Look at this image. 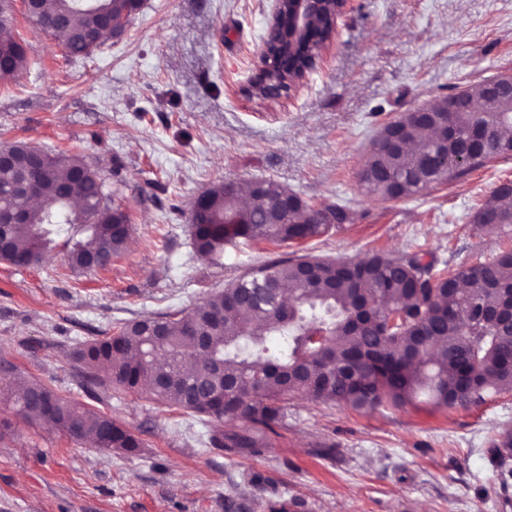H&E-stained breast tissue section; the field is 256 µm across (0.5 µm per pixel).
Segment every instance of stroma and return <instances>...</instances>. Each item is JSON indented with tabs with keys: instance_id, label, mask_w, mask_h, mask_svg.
<instances>
[{
	"instance_id": "obj_1",
	"label": "stroma",
	"mask_w": 512,
	"mask_h": 512,
	"mask_svg": "<svg viewBox=\"0 0 512 512\" xmlns=\"http://www.w3.org/2000/svg\"><path fill=\"white\" fill-rule=\"evenodd\" d=\"M273 0H143L122 35L72 60L15 9L24 68L0 81V146H81L132 224L127 251L69 267L57 240L37 266L0 262V365L124 424L129 453L28 423L0 401V512H512L488 440L512 429V394L471 410L420 402L357 412L299 397L261 454L204 443L200 416L112 383L86 395L75 352L123 323L185 311L268 259H353L422 248L459 269L512 243L473 224L512 156L407 198L366 194L358 172L385 123L512 72V0H353L316 69L289 95L246 89ZM273 180L355 215L301 245H228L198 256L194 199L213 184Z\"/></svg>"
}]
</instances>
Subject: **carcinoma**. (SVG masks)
<instances>
[{"label": "carcinoma", "instance_id": "obj_1", "mask_svg": "<svg viewBox=\"0 0 512 512\" xmlns=\"http://www.w3.org/2000/svg\"><path fill=\"white\" fill-rule=\"evenodd\" d=\"M142 0H39L25 13L69 58L95 50L87 32L102 16L128 24ZM13 0H0V48L11 55L13 73L25 64L23 43L8 34ZM66 16L68 22L57 23ZM318 50L295 48L294 78ZM254 96L289 90L276 67L260 69ZM480 112L441 117L431 134L415 139L411 149H372L361 169L366 191L383 200L413 196L432 185L460 178L488 161L512 155V104L482 103V85L470 87ZM458 136L481 124L488 141L474 161L459 167L453 159L437 164L448 144V125ZM22 173L0 169V210H22L23 224H0V240L8 250L0 261L18 265L37 258L52 237L76 229L85 240L72 244L68 265L82 270L104 269L122 255L131 234L110 232L113 222L129 215L114 203L118 188L100 177L78 153L46 151L34 175L31 193L15 191ZM69 184V193L59 187ZM492 212L497 223L481 217ZM317 207L271 180L229 191L224 183L205 189L191 207V234L197 254L213 258L224 245L268 241L288 244L324 234L316 223ZM473 222L489 230L512 226V198L493 192L474 214ZM512 306V245L493 258L460 270L432 273L418 254L395 257L372 252L359 260L300 256L267 261L240 275L224 292L194 309L165 316L164 335H155L153 320L124 323L116 334L77 350L83 376L98 382L107 370L109 382L145 394L170 408L208 417L213 448L256 455L279 435L288 416V401L308 395L355 411L404 408L425 402L444 409L469 410L486 398L512 392V324L494 315ZM206 339L204 357L186 352L192 336ZM281 338L272 349L268 337ZM14 403L31 422H41L69 435L94 440L103 449L132 452L140 439L112 416L93 410L46 386L17 375ZM226 420L239 425L224 430ZM494 460L507 475L512 458V429L490 441Z\"/></svg>", "mask_w": 512, "mask_h": 512}]
</instances>
